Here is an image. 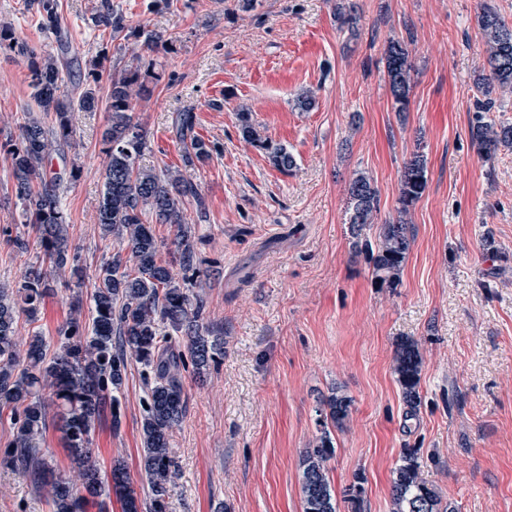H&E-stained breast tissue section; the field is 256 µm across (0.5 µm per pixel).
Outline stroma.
Returning <instances> with one entry per match:
<instances>
[{
	"instance_id": "35a3bbf8",
	"label": "stroma",
	"mask_w": 512,
	"mask_h": 512,
	"mask_svg": "<svg viewBox=\"0 0 512 512\" xmlns=\"http://www.w3.org/2000/svg\"><path fill=\"white\" fill-rule=\"evenodd\" d=\"M512 24V0H354L355 34L339 31L336 0H109L133 26L163 35L134 115L145 135L143 164L183 168L173 122L197 115L195 133L219 154L194 171L205 218L187 207L203 275L206 324L224 332V356L205 381L185 374L186 414L172 447L179 477L168 512H302L300 460L319 436L316 410L331 390L353 400L334 431L330 479L343 493L365 478L363 512H392V472L413 450L424 476L453 512H512V150L488 161L469 127L483 72L477 24L482 2ZM102 0H59L64 36L80 64L106 52L105 69L128 61L92 16ZM27 0H0V22L20 40L53 52ZM407 43L410 108L399 120L383 60L388 40ZM309 89L316 106H294ZM29 59L0 52V226L31 236L16 199L7 151L32 107ZM249 108L264 136L287 147L293 173L246 144L237 113ZM108 114L74 115L76 134L49 164L76 163L61 195L70 247L85 267L82 313L95 274L118 249L96 213L103 190L102 133ZM428 188L407 221L413 239L394 288L375 287L353 257L347 224L351 174L379 190L377 225L395 220L399 178L413 155ZM72 293L57 280L20 339L55 340ZM417 340L421 403L408 414L392 369L395 344ZM144 368L128 367L121 425L104 413L93 432L102 468L123 458L138 477ZM31 479L0 467V512H51Z\"/></svg>"
}]
</instances>
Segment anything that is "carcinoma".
Returning a JSON list of instances; mask_svg holds the SVG:
<instances>
[{
  "label": "carcinoma",
  "instance_id": "carcinoma-1",
  "mask_svg": "<svg viewBox=\"0 0 512 512\" xmlns=\"http://www.w3.org/2000/svg\"><path fill=\"white\" fill-rule=\"evenodd\" d=\"M41 25L60 31L57 0H27ZM334 18L338 29L355 32L358 14L349 0H336ZM97 25L109 28L112 38H144L151 49L162 36L128 25L126 16L111 8L97 13ZM484 38L487 74L481 76V98L475 102L470 138L477 152L492 158L501 149H512V122L486 117L494 108L492 95L497 88L512 91V25L489 4L478 15ZM25 50L13 27L0 24V50ZM69 43L58 39L57 53H30V86L35 107L27 110L19 126L18 143L8 150L13 185L24 207L26 223L36 234L42 250L41 262L28 268L13 286L0 284V411L8 412L12 437L0 444V466L29 476L47 490L53 512H84L91 498L113 496L124 512H168L169 499L178 477L172 452L173 432L186 409L182 373H207L212 363L224 356V337L203 323L204 301L192 291L193 275L199 273L194 247V230L186 219V205L205 213V202L194 176L179 168L160 172L140 165L146 142L132 112L138 100L149 94L146 84L153 62L143 63L142 54L131 48L130 62L115 70L109 79L105 107L108 125L102 134L106 156L104 183L97 213L103 235L119 243L118 250L98 269L92 292V322L81 318L80 299L72 301L70 315L58 329V346L47 356V340L30 337L25 354L17 348L21 315L38 316L41 305L53 291L56 276L69 272L76 287L84 283V267L78 254L68 246L69 224L60 208V196L68 180L76 178L78 167L69 172H52L46 161L60 153L74 137L73 113L99 108L95 85L103 76L102 60L90 61L88 76L78 97L63 87V68ZM383 59L389 92L398 117L410 106L412 63L405 43L391 39ZM52 118V125L45 119ZM241 138L263 150L275 168L291 173L294 156L286 147L262 135L252 112L237 113ZM196 115L191 110L178 113L177 133L184 143V166L208 162L219 152L195 135ZM424 160L414 156L404 167L398 197V218L380 225L377 243H371L367 230L379 211V192L363 172L354 174L348 184L352 248L366 257L372 280L380 287L394 288L410 250L412 235L406 216L427 189ZM176 228L173 245L180 272L160 259L163 243L153 225ZM145 367L147 394L141 421L144 450L140 480L131 478L120 459L112 461L110 476L102 478L92 445V433L105 406L112 407V423L120 424L119 401L128 365ZM423 357L416 340L406 337L396 346L393 372L410 410L420 403L419 382ZM352 400L331 391L323 398L320 436L306 449L300 461L303 512H338L336 494L329 475V462L335 456L330 428H343ZM53 421L67 456L78 468L79 488L55 474L52 463L41 454V440ZM357 475L344 495L350 512H362L364 492ZM393 512H448L435 485L423 477L417 457L405 452L393 471L391 482Z\"/></svg>",
  "mask_w": 512,
  "mask_h": 512
}]
</instances>
